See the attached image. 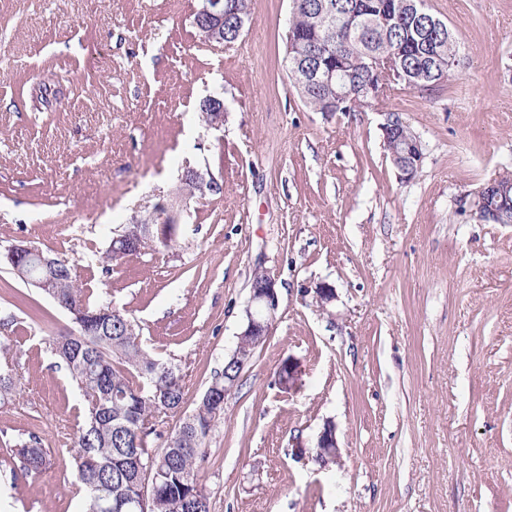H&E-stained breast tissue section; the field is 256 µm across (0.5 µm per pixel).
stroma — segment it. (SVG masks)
<instances>
[{"mask_svg":"<svg viewBox=\"0 0 512 512\" xmlns=\"http://www.w3.org/2000/svg\"><path fill=\"white\" fill-rule=\"evenodd\" d=\"M428 5L460 41L451 85L316 112L283 66L291 0H250L229 47L199 34L201 0H0V253L24 241L68 261L179 365L185 402L151 447L233 353L254 271L277 281L270 334L206 441L210 512H512V224L473 207L512 173V0ZM211 96L218 128L201 117ZM389 112L423 144L407 182L384 148ZM192 168L208 185L172 245L104 267L113 236L179 199ZM72 326L0 263L20 381L0 406V512L85 508L81 397L45 344ZM287 359L302 371L290 390ZM328 423L340 462L296 456ZM31 433L50 458L38 474L1 446ZM490 187H498V185L496 182H489L487 185L481 187L477 194L479 204L474 206V213L477 215L479 220L486 223L511 224V220L507 217V212L504 207H499V205L485 206L484 200L482 198V192H484L486 188Z\"/></svg>","mask_w":512,"mask_h":512,"instance_id":"obj_1","label":"stroma"}]
</instances>
